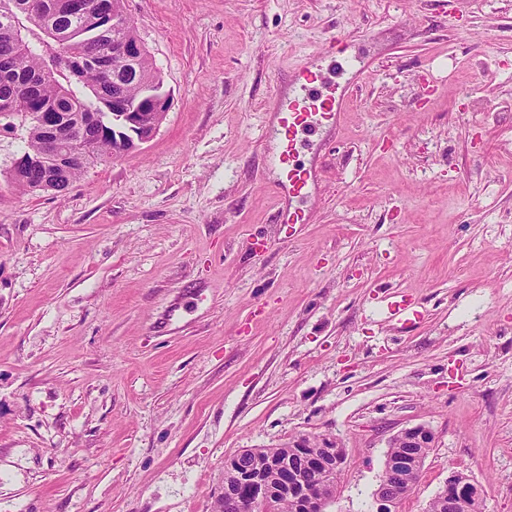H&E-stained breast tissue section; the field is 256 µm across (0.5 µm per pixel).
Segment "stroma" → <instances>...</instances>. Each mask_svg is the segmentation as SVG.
I'll return each mask as SVG.
<instances>
[{
  "label": "stroma",
  "instance_id": "35a3bbf8",
  "mask_svg": "<svg viewBox=\"0 0 512 512\" xmlns=\"http://www.w3.org/2000/svg\"><path fill=\"white\" fill-rule=\"evenodd\" d=\"M171 93L157 133L64 196L8 180L0 120V512H213L224 460L345 450L327 512H375L387 444L429 427L512 512V0H124ZM374 59L312 134L277 223L273 83L330 36ZM422 316L397 330L377 300Z\"/></svg>",
  "mask_w": 512,
  "mask_h": 512
}]
</instances>
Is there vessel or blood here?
<instances>
[{
  "label": "vessel or blood",
  "instance_id": "1",
  "mask_svg": "<svg viewBox=\"0 0 512 512\" xmlns=\"http://www.w3.org/2000/svg\"><path fill=\"white\" fill-rule=\"evenodd\" d=\"M329 47L332 56L347 59L352 73L363 72L369 64L367 58L350 54L348 37H331ZM322 62V56L309 55L294 67L288 76L287 93L277 94L276 106L265 122L276 141L273 163L278 179L274 191L287 203L279 212L283 224L308 223L309 215L302 203L316 190L313 167L299 159L303 135L326 126H339L348 102L345 91L322 92L326 80ZM380 302L401 328H411L420 319L419 311L407 297L388 294L381 296Z\"/></svg>",
  "mask_w": 512,
  "mask_h": 512
}]
</instances>
